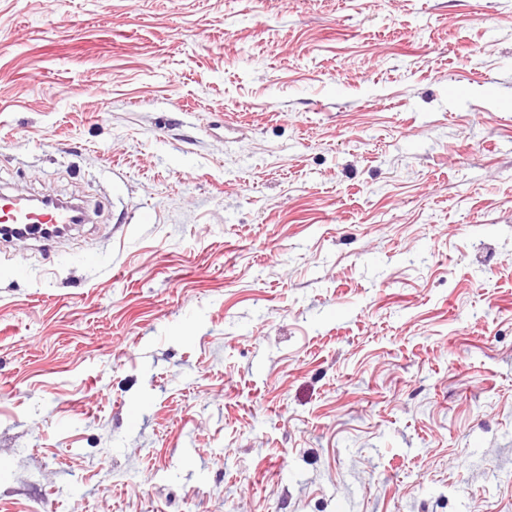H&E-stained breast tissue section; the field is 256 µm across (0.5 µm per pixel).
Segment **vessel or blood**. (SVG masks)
<instances>
[{
  "label": "vessel or blood",
  "instance_id": "vessel-or-blood-1",
  "mask_svg": "<svg viewBox=\"0 0 512 512\" xmlns=\"http://www.w3.org/2000/svg\"><path fill=\"white\" fill-rule=\"evenodd\" d=\"M81 204H40L22 196H0V223L19 224L24 236L52 248L75 224Z\"/></svg>",
  "mask_w": 512,
  "mask_h": 512
}]
</instances>
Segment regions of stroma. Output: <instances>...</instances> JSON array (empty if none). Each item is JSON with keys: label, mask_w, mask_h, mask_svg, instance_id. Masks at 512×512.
I'll list each match as a JSON object with an SVG mask.
<instances>
[{"label": "stroma", "mask_w": 512, "mask_h": 512, "mask_svg": "<svg viewBox=\"0 0 512 512\" xmlns=\"http://www.w3.org/2000/svg\"><path fill=\"white\" fill-rule=\"evenodd\" d=\"M15 193L0 512H512V0H0ZM22 196H0V223L21 224L25 238L42 243L46 250L66 235L77 224V212L85 213L83 206L76 204L36 203Z\"/></svg>", "instance_id": "1"}]
</instances>
